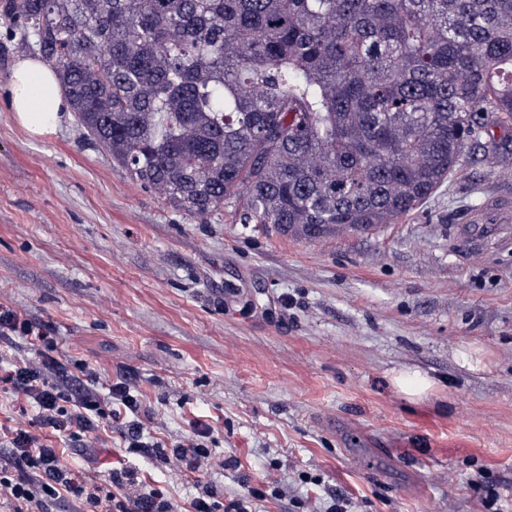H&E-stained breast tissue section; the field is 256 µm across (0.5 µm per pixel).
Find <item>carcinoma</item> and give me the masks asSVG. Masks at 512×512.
Returning a JSON list of instances; mask_svg holds the SVG:
<instances>
[{"mask_svg":"<svg viewBox=\"0 0 512 512\" xmlns=\"http://www.w3.org/2000/svg\"><path fill=\"white\" fill-rule=\"evenodd\" d=\"M84 137L200 219L396 224L512 129V0H0Z\"/></svg>","mask_w":512,"mask_h":512,"instance_id":"1","label":"carcinoma"}]
</instances>
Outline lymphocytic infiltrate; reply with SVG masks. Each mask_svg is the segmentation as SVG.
<instances>
[{
  "instance_id": "lymphocytic-infiltrate-1",
  "label": "lymphocytic infiltrate",
  "mask_w": 512,
  "mask_h": 512,
  "mask_svg": "<svg viewBox=\"0 0 512 512\" xmlns=\"http://www.w3.org/2000/svg\"><path fill=\"white\" fill-rule=\"evenodd\" d=\"M23 338L34 345L33 353L11 356L0 382L9 385L34 411L29 425H0V503L10 512H53L56 504L70 500L74 512H222L220 492L198 487L187 505L175 504L161 490L147 488L130 469H115L107 477L96 474L77 480L64 463L63 443L74 448H93L99 433L122 422L120 437L126 453L140 454L180 473H205L218 462L206 446L213 435L203 420L175 444L157 436L163 427L159 415L141 406L127 375H120L100 394L96 372L85 363L66 365L46 348L50 332L20 311L0 305V342ZM61 445L53 447L49 437Z\"/></svg>"
}]
</instances>
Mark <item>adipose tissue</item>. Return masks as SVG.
Here are the masks:
<instances>
[{
	"label": "adipose tissue",
	"instance_id": "adipose-tissue-1",
	"mask_svg": "<svg viewBox=\"0 0 512 512\" xmlns=\"http://www.w3.org/2000/svg\"><path fill=\"white\" fill-rule=\"evenodd\" d=\"M8 84L10 110L17 124L33 137L55 134L68 107L51 68L34 58L19 60Z\"/></svg>",
	"mask_w": 512,
	"mask_h": 512
}]
</instances>
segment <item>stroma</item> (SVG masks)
Wrapping results in <instances>:
<instances>
[{
	"instance_id": "stroma-1",
	"label": "stroma",
	"mask_w": 512,
	"mask_h": 512,
	"mask_svg": "<svg viewBox=\"0 0 512 512\" xmlns=\"http://www.w3.org/2000/svg\"><path fill=\"white\" fill-rule=\"evenodd\" d=\"M0 23V302L51 326L60 362L134 375L174 442L214 429L206 482L255 512H512V223L464 221L512 189L475 150L411 215L316 238L200 220L130 179L74 119L33 138L9 110L23 54ZM399 371L433 392L410 399ZM176 502L195 478L130 457ZM279 497H271V489ZM392 380L394 387L410 399L427 396L434 387L431 379L420 374L397 373Z\"/></svg>"
}]
</instances>
